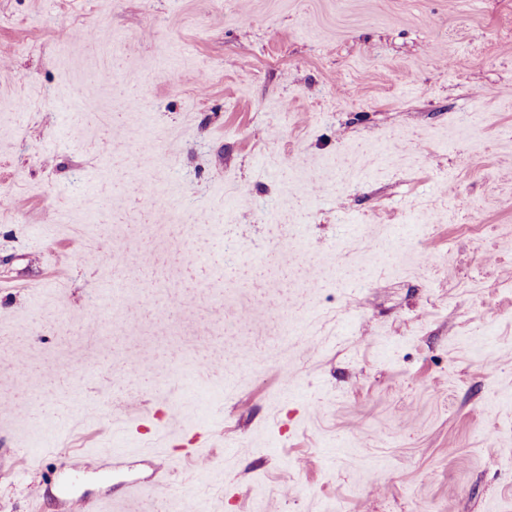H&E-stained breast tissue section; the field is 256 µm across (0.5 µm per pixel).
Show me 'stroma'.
<instances>
[{"instance_id":"obj_1","label":"stroma","mask_w":512,"mask_h":512,"mask_svg":"<svg viewBox=\"0 0 512 512\" xmlns=\"http://www.w3.org/2000/svg\"><path fill=\"white\" fill-rule=\"evenodd\" d=\"M63 465L101 512H512V0H0V512Z\"/></svg>"}]
</instances>
